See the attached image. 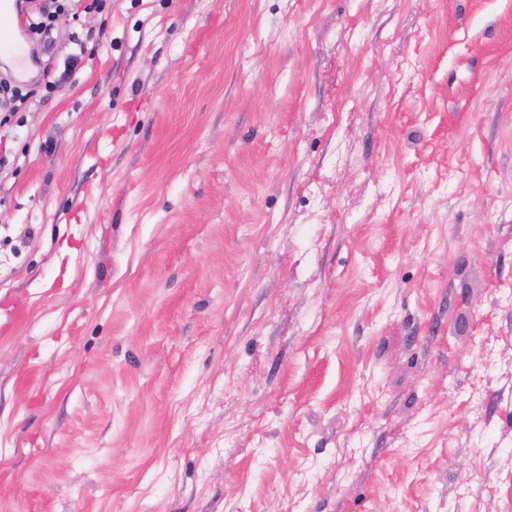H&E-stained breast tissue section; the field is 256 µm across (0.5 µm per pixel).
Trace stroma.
<instances>
[{"label":"stroma","instance_id":"35a3bbf8","mask_svg":"<svg viewBox=\"0 0 512 512\" xmlns=\"http://www.w3.org/2000/svg\"><path fill=\"white\" fill-rule=\"evenodd\" d=\"M0 128V512H512V0H110ZM79 53L71 54L65 61L63 71L58 76L50 78L49 71H43V80L32 84H18L10 75L0 76V127L6 125L15 115L19 105L29 100H37L45 103L49 100L51 93L60 84L69 82L76 69L81 65L86 54L84 44L79 41ZM19 105H15L16 102ZM3 114V115H2Z\"/></svg>","mask_w":512,"mask_h":512}]
</instances>
